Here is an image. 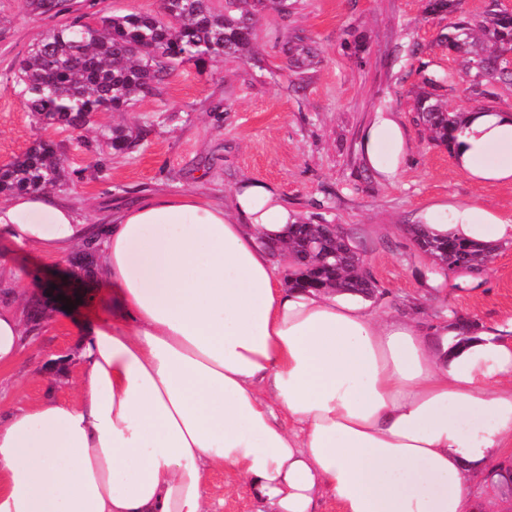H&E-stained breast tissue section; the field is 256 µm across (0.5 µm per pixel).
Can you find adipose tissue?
<instances>
[{
	"mask_svg": "<svg viewBox=\"0 0 512 512\" xmlns=\"http://www.w3.org/2000/svg\"><path fill=\"white\" fill-rule=\"evenodd\" d=\"M362 150L383 179L405 155L392 113ZM512 111L469 113L458 169L512 181ZM429 230L469 244L512 241V222L469 204ZM296 217L266 184L230 205L157 194L88 224L48 191L0 204V234L46 258L101 252L85 296L75 402L0 418V512H219L207 474L242 478L248 512H483L474 488L512 447V343L491 329L382 317L347 292L284 288L267 246ZM31 336L0 304V368Z\"/></svg>",
	"mask_w": 512,
	"mask_h": 512,
	"instance_id": "ef3b65f1",
	"label": "adipose tissue"
}]
</instances>
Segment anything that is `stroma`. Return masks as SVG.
Masks as SVG:
<instances>
[{"label":"stroma","mask_w":512,"mask_h":512,"mask_svg":"<svg viewBox=\"0 0 512 512\" xmlns=\"http://www.w3.org/2000/svg\"><path fill=\"white\" fill-rule=\"evenodd\" d=\"M161 0H70L71 15L94 21L97 11L160 12ZM54 19L23 0H0V165L36 140L61 143L72 182L58 189L85 223L155 193H205L231 200L238 184L270 185L295 216H323L341 225L362 251L379 292L371 298L382 314L413 313L443 322L461 316L501 327L512 341V243L499 244L476 279L439 278L409 234L429 208L468 203L512 220V183L483 184L456 168L452 155L430 143L412 122L423 76L441 78L437 99L451 108L484 105L512 110V84L493 85L484 99L458 78L459 62L439 35L444 15L426 11V0H297L291 14L262 13L254 54L202 64L187 62L157 89L124 112H102L86 130L92 150L66 134L37 124L16 80L19 61ZM310 47L308 66L291 67L289 43ZM392 112L402 124L408 155L394 182L380 181L363 159L360 137L374 113ZM164 122H156V113ZM118 123L145 125L131 153L118 154L99 134ZM74 248L63 264L38 260L0 237V259L20 269L41 266L58 287L0 283V303H18L33 333L12 367L0 370V416L52 398L76 400L81 385V323L86 307L64 310L73 292L97 293L96 274L75 264ZM208 490L221 512H245L244 480L221 471L208 475Z\"/></svg>","instance_id":"obj_1"}]
</instances>
